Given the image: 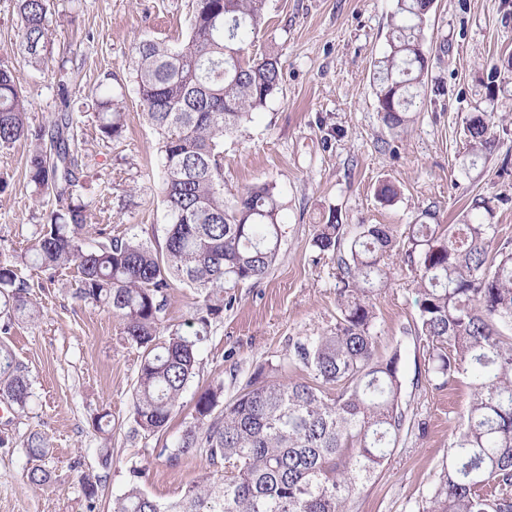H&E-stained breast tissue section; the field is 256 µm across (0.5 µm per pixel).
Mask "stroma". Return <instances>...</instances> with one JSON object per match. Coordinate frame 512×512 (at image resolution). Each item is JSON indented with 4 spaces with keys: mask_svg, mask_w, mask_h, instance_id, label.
<instances>
[{
    "mask_svg": "<svg viewBox=\"0 0 512 512\" xmlns=\"http://www.w3.org/2000/svg\"><path fill=\"white\" fill-rule=\"evenodd\" d=\"M394 0H266L265 23L254 39L257 55L279 58L282 78L267 105L225 137L224 194L254 183L273 184L282 204V236L275 263L258 282L236 288V299L213 320L196 377L182 394L169 426L149 435L131 431L129 409L141 357L124 342L107 307L77 300L76 268L53 274L23 255L38 236L50 203L35 200L26 173L29 144L0 147V259L13 261L37 322L16 321L0 342L23 362L34 395L25 411L0 417V512H112L130 471L144 469V492L167 503L223 463L193 453L170 461L166 446L193 420L208 386L223 384L232 401L257 367L282 363L297 339L335 329L339 270L320 252L315 226L337 211L347 235L359 225L387 224L395 233L420 221L462 216L468 198L491 200L486 223L496 243L512 242V0H435L425 29L432 48L424 76V105L414 123L394 133L380 120L372 62L387 47ZM194 0H54L48 46L53 67L34 69L18 51L15 0H0V57L9 61L28 102V122L50 123L66 85L79 138L77 175L96 201L86 227L163 242L158 134L144 115L135 75L134 39L147 34L168 46L189 35ZM111 93L127 114L121 136L101 135L95 94ZM484 112L496 137L485 162L469 167L463 126ZM399 190L383 205L375 190ZM394 275L374 297L377 357H397L401 404L416 423L346 504L347 512H418L448 461V438L470 401L465 381L441 384L427 375L426 351L414 331V274L393 256ZM104 416L105 430L94 421ZM41 434L50 450V480L31 485L34 462L27 440ZM97 485L88 501L82 481Z\"/></svg>",
    "mask_w": 512,
    "mask_h": 512,
    "instance_id": "1",
    "label": "stroma"
}]
</instances>
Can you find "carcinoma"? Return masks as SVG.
Instances as JSON below:
<instances>
[{
	"instance_id": "cac0c4a2",
	"label": "carcinoma",
	"mask_w": 512,
	"mask_h": 512,
	"mask_svg": "<svg viewBox=\"0 0 512 512\" xmlns=\"http://www.w3.org/2000/svg\"><path fill=\"white\" fill-rule=\"evenodd\" d=\"M387 48L373 62L378 114L390 130L407 127L423 103L431 56L424 23L435 0H394ZM51 0H17L19 50L33 68L49 67ZM264 0H196L188 40L168 47L144 35L135 43L136 86L144 116L159 134L160 193L168 222L164 245L137 235L84 237L91 202H75L71 103L49 128L30 127L12 67L0 60V146L30 141L29 183L55 200L46 227L27 257L43 271L76 267L75 298L103 305L120 335L142 350L131 418L135 431L164 430L189 382L211 320L233 301L231 291L260 280L275 262L281 203L262 183L224 199L220 158L224 137L264 108L279 89L277 57H252ZM101 134L119 136L125 113L94 98ZM469 165L495 147L487 115L464 127ZM335 210L317 225L313 245L337 257L339 310L334 332L295 342L290 364L307 377L280 382L259 370L224 406V384L197 398L193 423L169 448V459L197 450L224 462V477L187 487L161 504L141 488L142 468L130 471L112 512H344L349 497L391 454L411 425L401 406L397 357L375 355V293L391 278L396 235L387 224H363L343 244ZM496 225L478 216L460 224L408 225L403 262L417 271V334L428 342L427 373L447 384L464 378L471 399L448 441L444 466L422 512H512V248L493 246ZM199 297L187 335L162 325L173 282ZM16 266L0 260V319H39ZM0 396L25 410L33 396L26 367L0 344Z\"/></svg>"
}]
</instances>
